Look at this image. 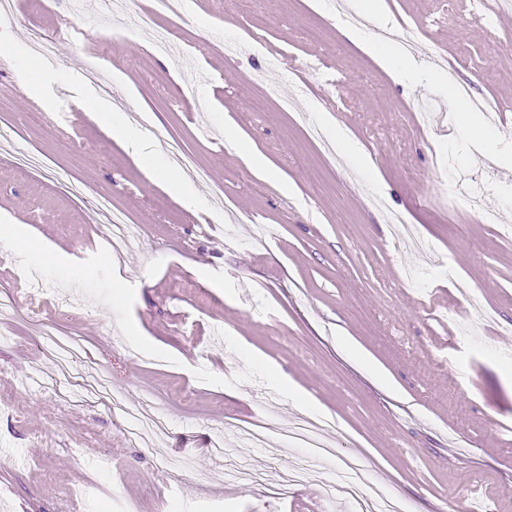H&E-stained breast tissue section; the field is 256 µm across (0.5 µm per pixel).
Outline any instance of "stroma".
<instances>
[{"label":"stroma","mask_w":512,"mask_h":512,"mask_svg":"<svg viewBox=\"0 0 512 512\" xmlns=\"http://www.w3.org/2000/svg\"><path fill=\"white\" fill-rule=\"evenodd\" d=\"M143 2L26 0L0 24V127L15 131L0 142V223L19 227L0 238V296L32 307L0 311V512H349L324 486L356 452L369 462L364 493L409 512H512V8L382 0L421 32L411 60L438 73L412 85L341 33L336 0H183L157 20L175 56L136 33ZM104 28L122 39L88 42ZM253 32L262 53L246 45ZM89 46L109 98L82 73ZM450 79L504 107L470 114L498 131L495 150L461 134ZM103 100L134 124L150 113L146 136L179 142L206 169L189 181L194 206L104 131ZM329 120L370 173L311 136ZM22 150L42 169L13 166ZM59 169L83 200L52 183ZM471 185L480 203L465 197ZM102 194L127 216L130 245L108 248ZM390 210L416 242L394 239ZM48 321L167 434L126 440L121 417L55 383ZM268 416L336 422L324 432L336 460L286 499L227 479L214 453L224 444L260 473L305 459L281 434L251 447L233 431Z\"/></svg>","instance_id":"1"}]
</instances>
